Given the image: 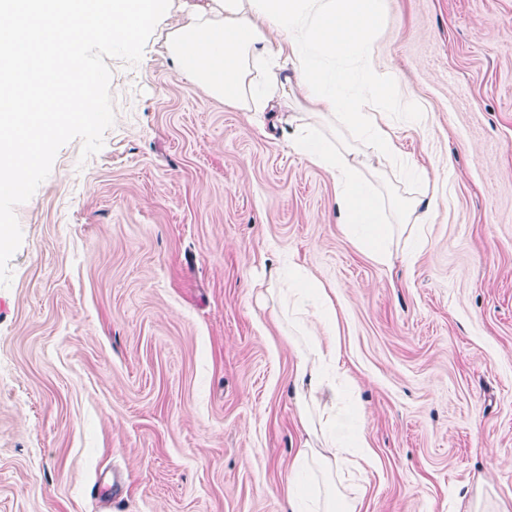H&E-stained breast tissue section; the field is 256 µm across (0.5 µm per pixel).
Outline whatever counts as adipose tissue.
<instances>
[{"instance_id": "1", "label": "adipose tissue", "mask_w": 512, "mask_h": 512, "mask_svg": "<svg viewBox=\"0 0 512 512\" xmlns=\"http://www.w3.org/2000/svg\"><path fill=\"white\" fill-rule=\"evenodd\" d=\"M382 0H197L180 25L168 31L165 50L184 75L225 106L240 112H271L289 103L296 125L292 147L336 179L337 222L380 265L392 261L391 243L407 225L418 227L426 244L434 209L428 173L408 177L418 194L389 193L379 204L362 169L367 162L352 143L332 142L319 127L330 119L337 131L367 142L377 160L396 163V135L386 119L413 104L398 93L377 62L376 37L383 27ZM287 304L281 316L295 334V406L308 435L298 449L285 495L290 512H359L338 480L344 463L365 470L373 459L366 438L351 424L353 410L338 413L340 393L330 367L340 350L333 299L308 274H282ZM314 304L322 331L307 323Z\"/></svg>"}]
</instances>
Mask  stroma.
<instances>
[{
  "mask_svg": "<svg viewBox=\"0 0 512 512\" xmlns=\"http://www.w3.org/2000/svg\"><path fill=\"white\" fill-rule=\"evenodd\" d=\"M111 58L102 150L62 146L15 208L0 287V512H284L306 435L272 270L336 304L337 369L374 454L361 512H512V0H386L389 113L436 206L423 249L372 261L332 174L277 112H236L163 49Z\"/></svg>",
  "mask_w": 512,
  "mask_h": 512,
  "instance_id": "obj_1",
  "label": "stroma"
}]
</instances>
